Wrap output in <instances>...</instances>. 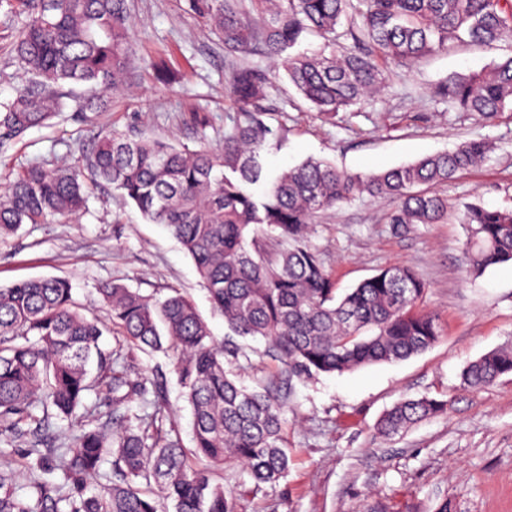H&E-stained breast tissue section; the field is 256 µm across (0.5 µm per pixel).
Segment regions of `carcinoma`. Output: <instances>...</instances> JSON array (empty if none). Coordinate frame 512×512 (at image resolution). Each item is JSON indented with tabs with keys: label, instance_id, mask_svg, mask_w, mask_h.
Returning <instances> with one entry per match:
<instances>
[{
	"label": "carcinoma",
	"instance_id": "cac0c4a2",
	"mask_svg": "<svg viewBox=\"0 0 512 512\" xmlns=\"http://www.w3.org/2000/svg\"><path fill=\"white\" fill-rule=\"evenodd\" d=\"M226 49H259L282 64L289 82L328 117L349 112L386 89L397 72L456 46L508 48L479 72L452 75L434 96L460 112L491 119L512 112V0H190ZM24 15L15 40L31 84L0 102V154L28 130L67 108L73 88L92 94L73 111L100 112L128 78L133 45L129 0H0ZM312 34L323 49L290 53ZM235 111L224 143L197 150L153 137L103 134L83 162L32 164L0 192V241L25 224L66 223L85 207L89 190L106 185L153 224H162L192 259L214 308L237 336L261 337L280 365L259 389L239 384L229 364L248 359L233 340L219 343L191 300H163L124 284L99 289L111 326L87 317L63 278L0 287V444L25 439L23 469L0 475V512H238L237 498L214 471L245 466L259 487L289 469L283 433L290 377L342 374L407 360L441 336L436 315L422 308L424 280L411 268L387 266L336 296L333 278L310 244L311 224L356 197L389 198L387 223L439 224L458 208L434 187L478 166L494 149L470 139L451 152L370 173H348L308 158L268 178L262 151L273 129L259 102L268 79L230 65ZM462 263L478 277L512 264V209L465 204ZM141 352L170 351L191 407L193 447L181 446L166 411L163 383L131 378L118 351L101 338ZM96 363V373L87 370ZM512 375V344L469 363L463 385L479 389ZM111 395L112 411L86 402ZM152 393L153 411L130 418V402ZM448 410L435 397L406 398L388 409L376 434L389 437ZM73 427L69 451L52 447L55 421ZM112 456L107 498L86 495ZM59 471L63 483L49 475ZM35 490L36 510L13 485Z\"/></svg>",
	"mask_w": 512,
	"mask_h": 512
}]
</instances>
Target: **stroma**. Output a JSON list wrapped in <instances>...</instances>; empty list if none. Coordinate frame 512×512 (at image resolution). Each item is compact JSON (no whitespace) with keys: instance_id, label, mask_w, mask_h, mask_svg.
<instances>
[{"instance_id":"stroma-1","label":"stroma","mask_w":512,"mask_h":512,"mask_svg":"<svg viewBox=\"0 0 512 512\" xmlns=\"http://www.w3.org/2000/svg\"><path fill=\"white\" fill-rule=\"evenodd\" d=\"M22 23L21 15L0 9V101L31 80L13 53ZM129 31L136 55L127 91L113 94L109 110L93 121L64 112L29 130L0 154V186L30 164L80 159L109 130L191 150L223 143L224 117L233 109L232 55L214 27L190 11L188 0H130ZM493 57L468 46L437 54L403 69L381 96L330 119L312 110L285 75H274L269 59L242 56V64L270 77L261 103L278 134L263 155L269 175L309 157L348 172H377L481 137L494 141L495 151L439 191L459 204L512 208V112L484 120L431 96L449 75L480 70ZM393 207L392 200L367 197L343 204L317 218L310 242L341 293L385 266L413 267L428 284L424 307L439 318V341L405 361L290 380L288 473L258 489L242 468L228 470L239 512H437L447 499L454 512H512V376L477 390L460 378L470 362L512 343V265L469 276L460 261L466 231L458 212L444 224L399 229L386 222ZM36 277L69 280L86 315L103 321L104 284L159 299L177 292L195 304L212 336L221 341L228 333L181 245L108 187L90 191L76 221L27 224L0 243V286ZM134 366L135 375L162 378L180 442L192 447L191 410L171 358L138 352ZM422 395L447 397V413L400 437L376 435L387 408Z\"/></svg>"}]
</instances>
